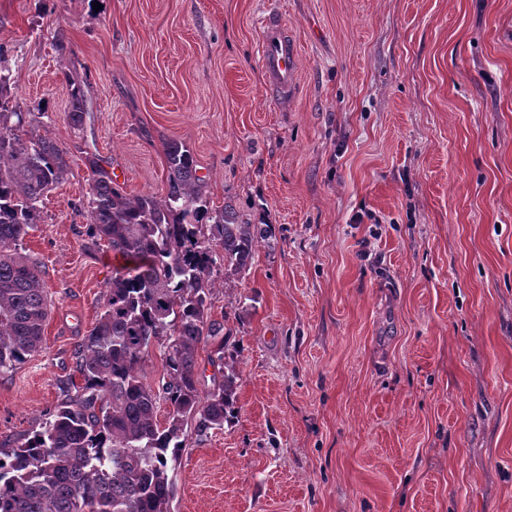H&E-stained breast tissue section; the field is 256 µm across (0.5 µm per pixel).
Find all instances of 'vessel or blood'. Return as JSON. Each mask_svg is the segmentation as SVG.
I'll return each mask as SVG.
<instances>
[{"label":"vessel or blood","instance_id":"obj_1","mask_svg":"<svg viewBox=\"0 0 512 512\" xmlns=\"http://www.w3.org/2000/svg\"><path fill=\"white\" fill-rule=\"evenodd\" d=\"M258 43L269 92L277 99H288L297 85V44L278 12L263 17Z\"/></svg>","mask_w":512,"mask_h":512}]
</instances>
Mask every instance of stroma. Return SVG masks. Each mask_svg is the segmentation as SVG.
Returning a JSON list of instances; mask_svg holds the SVG:
<instances>
[{
    "label": "stroma",
    "instance_id": "35a3bbf8",
    "mask_svg": "<svg viewBox=\"0 0 512 512\" xmlns=\"http://www.w3.org/2000/svg\"><path fill=\"white\" fill-rule=\"evenodd\" d=\"M271 9L299 46L285 102ZM0 50L69 166L22 242L51 310L0 373V446L81 383L112 277L87 154L160 197L175 141L212 208L270 233L212 292L198 388L234 360L236 412L186 425L174 512H512V0H0ZM258 43L268 91L278 100H287L297 85V44L278 12L271 10L263 17ZM67 79L71 86V109L69 119L72 125L79 129L83 127L86 117L90 112L88 101L82 87L83 83L70 77V75H67Z\"/></svg>",
    "mask_w": 512,
    "mask_h": 512
}]
</instances>
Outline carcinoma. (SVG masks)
<instances>
[{
  "instance_id": "carcinoma-1",
  "label": "carcinoma",
  "mask_w": 512,
  "mask_h": 512,
  "mask_svg": "<svg viewBox=\"0 0 512 512\" xmlns=\"http://www.w3.org/2000/svg\"><path fill=\"white\" fill-rule=\"evenodd\" d=\"M4 62L0 50V372L42 349L47 292L41 269L20 245L38 203L68 169L57 143L19 135L25 117L3 94ZM68 82L69 119L79 129L88 101L80 81ZM166 156V194L134 198L98 156L87 157L92 238L122 264L113 268L102 312L77 352L81 390L23 442L0 448V512H172L169 461L183 448L184 425L194 421L203 436L231 418L234 361L224 362V382L206 397L197 387V346L215 332L208 323L213 256L223 250L226 274L246 270L267 226L210 209L191 153L173 141ZM154 342L164 345L158 391L141 375ZM161 399L169 407L163 425Z\"/></svg>"
}]
</instances>
